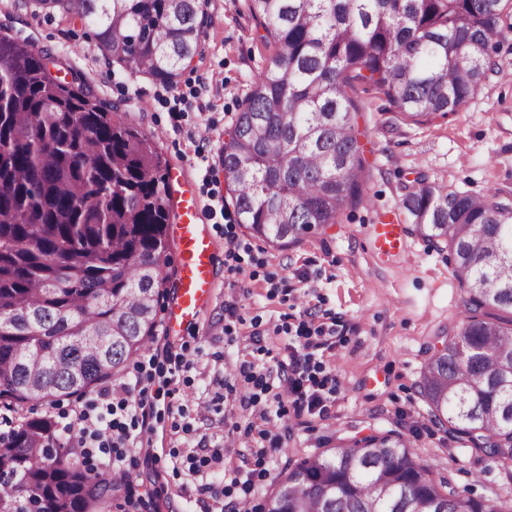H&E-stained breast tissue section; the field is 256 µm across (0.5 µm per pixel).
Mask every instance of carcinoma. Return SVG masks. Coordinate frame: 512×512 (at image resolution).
Instances as JSON below:
<instances>
[{"label": "carcinoma", "mask_w": 512, "mask_h": 512, "mask_svg": "<svg viewBox=\"0 0 512 512\" xmlns=\"http://www.w3.org/2000/svg\"><path fill=\"white\" fill-rule=\"evenodd\" d=\"M93 28L112 66L174 85L201 51L205 0H40ZM275 46L227 132L239 222L278 248L364 201L356 86L403 119L459 111L512 38V0H249ZM171 186L151 137L46 55L0 37V504L95 512L120 474L92 476L53 417L23 414L112 379L150 348L171 281ZM405 220L448 261L463 321L429 360L434 421L512 461V189L480 197L418 179ZM512 512L457 494L389 431L340 441L279 477L264 512Z\"/></svg>", "instance_id": "cac0c4a2"}]
</instances>
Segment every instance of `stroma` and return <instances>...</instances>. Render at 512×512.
<instances>
[{"label": "stroma", "instance_id": "1", "mask_svg": "<svg viewBox=\"0 0 512 512\" xmlns=\"http://www.w3.org/2000/svg\"><path fill=\"white\" fill-rule=\"evenodd\" d=\"M205 10L200 54L175 85L164 86L138 71L113 69L79 20L49 12L37 0H0V35L48 53L61 75L78 78L152 136L170 179L199 201V222L217 247L213 292L195 323L168 333L164 320L175 289L159 303L154 345L184 351L191 366L156 379L160 417L150 447L129 450L131 488H115L105 512H262L277 476L297 460L339 438L387 431L435 463L456 493L511 499L512 462H489L467 439L436 424L421 395L427 362L463 320L447 252L411 233L406 253L382 265L370 240L384 215H402V200L418 177L476 197L495 186L512 188V39L498 50L496 72L454 114L406 122L378 91H359L366 202L302 242L274 249L239 224L220 155L253 76L275 49L258 38L246 0H207ZM234 237L249 248L232 258ZM235 263L242 274L230 273ZM229 304L234 313L226 312ZM307 309L338 323L320 358L323 375L338 382L336 399L323 412L290 410L272 420L280 446L267 476L258 477L253 469L264 441L249 431L251 416L240 406L247 389L239 367L257 359L261 346L287 359L303 339L272 329ZM218 447L224 456L212 459ZM175 452L207 455L211 462L203 476L176 474ZM228 471L250 479L249 488H234L227 497L202 492L203 482L223 485Z\"/></svg>", "mask_w": 512, "mask_h": 512}]
</instances>
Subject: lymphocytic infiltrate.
I'll list each match as a JSON object with an SVG mask.
<instances>
[{
	"instance_id": "f902f5d3",
	"label": "lymphocytic infiltrate",
	"mask_w": 512,
	"mask_h": 512,
	"mask_svg": "<svg viewBox=\"0 0 512 512\" xmlns=\"http://www.w3.org/2000/svg\"><path fill=\"white\" fill-rule=\"evenodd\" d=\"M274 331L303 337L304 342L287 360L276 365L250 362L239 369L251 391L242 406L254 410V425L263 438L269 435L267 426L272 421L273 406L288 403L299 414L323 410L336 392L327 380L317 379L310 373V365L324 337L335 335V323H317L307 317L295 325H275ZM165 363L178 371L190 367L184 355L164 351L162 358L152 357L137 363L133 387H103L75 410L68 428L74 434L77 456L90 471H125L128 449L144 444L157 419L158 396L152 384Z\"/></svg>"
}]
</instances>
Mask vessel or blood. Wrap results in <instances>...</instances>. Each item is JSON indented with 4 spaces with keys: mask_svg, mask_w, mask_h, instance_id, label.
Listing matches in <instances>:
<instances>
[{
    "mask_svg": "<svg viewBox=\"0 0 512 512\" xmlns=\"http://www.w3.org/2000/svg\"><path fill=\"white\" fill-rule=\"evenodd\" d=\"M179 228L180 261L177 272L178 295L168 310V331H180L194 322L201 305L214 286L213 256L215 244L198 224V205L194 198L181 197ZM406 230L397 218L375 224L371 247L383 261L399 256L406 246Z\"/></svg>",
    "mask_w": 512,
    "mask_h": 512,
    "instance_id": "1",
    "label": "vessel or blood"
}]
</instances>
